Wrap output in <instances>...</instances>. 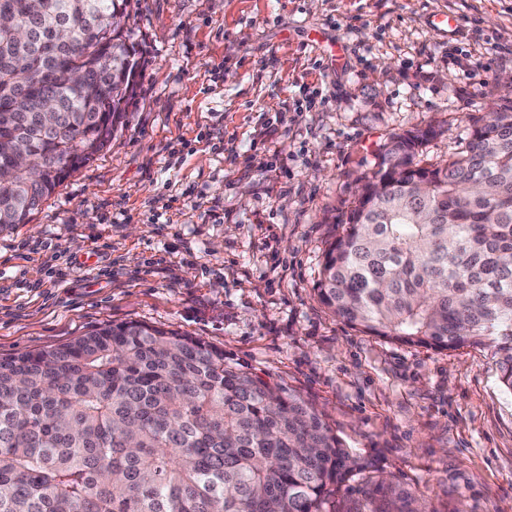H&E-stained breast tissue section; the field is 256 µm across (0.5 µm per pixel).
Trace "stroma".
Segmentation results:
<instances>
[{
  "label": "stroma",
  "mask_w": 512,
  "mask_h": 512,
  "mask_svg": "<svg viewBox=\"0 0 512 512\" xmlns=\"http://www.w3.org/2000/svg\"><path fill=\"white\" fill-rule=\"evenodd\" d=\"M130 24L128 130L0 233V356L177 329L300 395L425 512H512L493 348L368 335L315 291L390 135L434 124V163L504 97L512 0H133Z\"/></svg>",
  "instance_id": "stroma-1"
}]
</instances>
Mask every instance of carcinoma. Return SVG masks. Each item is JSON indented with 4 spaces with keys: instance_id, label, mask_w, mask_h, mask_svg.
Wrapping results in <instances>:
<instances>
[{
    "instance_id": "1",
    "label": "carcinoma",
    "mask_w": 512,
    "mask_h": 512,
    "mask_svg": "<svg viewBox=\"0 0 512 512\" xmlns=\"http://www.w3.org/2000/svg\"><path fill=\"white\" fill-rule=\"evenodd\" d=\"M132 0H0V232L27 224L126 130L143 49ZM59 113L45 129L40 113ZM429 125L391 135L324 252L322 305L360 331L494 345L512 393V100L421 164ZM405 155L407 172L383 168ZM299 395L224 349L144 322L0 357V512H322L368 471ZM343 512H419L368 476Z\"/></svg>"
}]
</instances>
